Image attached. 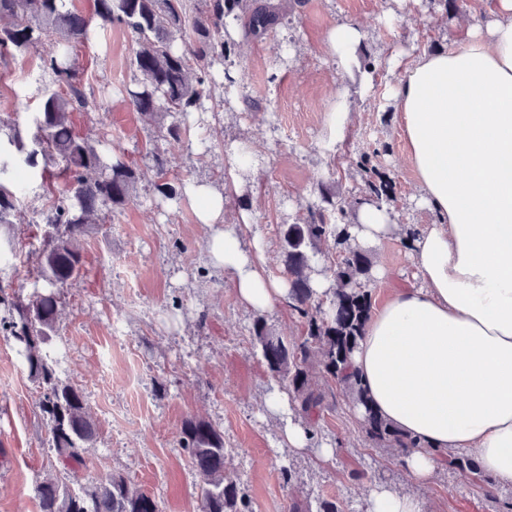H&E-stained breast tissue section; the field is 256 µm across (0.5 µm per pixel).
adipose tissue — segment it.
Segmentation results:
<instances>
[{
  "mask_svg": "<svg viewBox=\"0 0 512 512\" xmlns=\"http://www.w3.org/2000/svg\"><path fill=\"white\" fill-rule=\"evenodd\" d=\"M402 69L388 97L435 221L409 242L418 286L375 310L353 364L374 408L418 440L403 458L413 481L429 482L451 451L475 455L484 474L512 487V0H492L483 26ZM186 193L240 302L269 312L285 301L287 282L226 223L223 193L195 181ZM395 230L386 207L364 203L350 242L369 247ZM265 404L281 414L284 445L308 448L287 394Z\"/></svg>",
  "mask_w": 512,
  "mask_h": 512,
  "instance_id": "adipose-tissue-1",
  "label": "adipose tissue"
}]
</instances>
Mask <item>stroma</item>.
<instances>
[{
    "instance_id": "1",
    "label": "stroma",
    "mask_w": 512,
    "mask_h": 512,
    "mask_svg": "<svg viewBox=\"0 0 512 512\" xmlns=\"http://www.w3.org/2000/svg\"><path fill=\"white\" fill-rule=\"evenodd\" d=\"M284 20L275 34L238 38L227 63L235 77L230 105L211 123L208 145L196 137L149 138V124L129 105L124 88L133 79L135 36L115 25L99 31L79 57L98 92L93 110L77 119L82 131L109 133L130 160L157 148L169 177L213 182L227 170L232 146H252L256 171L225 178L224 218L243 227V244L261 241L267 272L281 277L279 226L304 217L319 183L355 211L363 176L356 166L364 150H377L374 166L390 187L386 204L396 234L370 248L383 266V284H371L372 304L413 285L410 227L433 223L417 203L418 187L407 158L399 114L387 98L402 71L397 59L447 47L463 26L479 22L476 0H281ZM352 22L365 38L351 72L338 68L327 44L336 24ZM45 83L38 55L0 59V129L31 127ZM348 114L336 126V110ZM40 188L22 194L10 239L28 264L41 235L35 212ZM208 226L193 200L156 206L150 182L136 198L92 228L83 242L93 262L89 277L66 288L56 338L65 357L62 380L81 387L99 434L84 452L86 477L125 476L157 500L161 512H200V478L180 446L186 420L200 419L224 434L227 469L255 512H314L332 499L342 512H368L371 487L384 485L417 497L424 512H494L512 502V487L472 484L440 466L428 484L412 482L402 455L369 442L363 419L348 398L317 422L311 447L281 446L280 417L264 399L277 385L250 333L257 315L243 306L232 278L211 266ZM274 333L300 340L305 321L288 305L261 315ZM40 389L0 332V512H38L36 485L68 472L56 462L38 409ZM330 447L334 456L316 451ZM293 479L284 483L281 470Z\"/></svg>"
}]
</instances>
